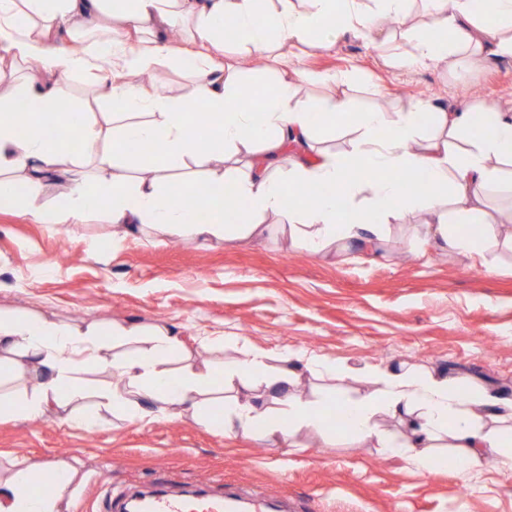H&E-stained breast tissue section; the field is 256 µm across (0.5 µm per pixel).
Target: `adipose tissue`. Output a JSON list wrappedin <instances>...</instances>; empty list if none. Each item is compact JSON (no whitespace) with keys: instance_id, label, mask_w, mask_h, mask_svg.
Here are the masks:
<instances>
[{"instance_id":"1","label":"adipose tissue","mask_w":512,"mask_h":512,"mask_svg":"<svg viewBox=\"0 0 512 512\" xmlns=\"http://www.w3.org/2000/svg\"><path fill=\"white\" fill-rule=\"evenodd\" d=\"M0 0V211H20L39 224H79L95 207L128 231L154 237L244 240L278 230L314 255L375 249L388 224L417 212L416 241L469 257L505 241L512 244V211L491 206L512 200V107L478 111L463 104L420 102L409 108L353 111L331 93L296 99L302 79L271 42L328 48L346 38H368L387 48L396 37L415 38L410 60L454 72L512 60V0H432L423 25L411 23L410 0ZM234 19L233 38L224 35ZM182 22L191 46L170 41ZM269 56L274 91L256 108L244 107L255 86L230 60L229 45ZM193 56L192 80L174 92L144 84L141 74ZM115 63L101 76L97 64ZM93 76L91 104L62 112L70 77ZM219 116L211 134L194 133L202 115ZM351 130L346 154L322 148V126ZM76 130L73 147L65 129ZM147 143L153 155L138 159ZM359 178H351L352 169ZM212 190L201 194V182ZM323 191L305 202V188ZM232 194H225V186ZM62 188L54 203L45 189ZM102 331L78 329L40 315L0 316V366L30 387L0 392V417L43 418L64 411L70 427L92 429L108 411L130 420L156 414L201 415L207 429L257 434L272 441L327 430L324 405L298 390L300 369L314 361L296 350L266 369L259 354L214 371L174 370L173 331L140 324L112 326V338L133 343L130 354L109 357ZM112 372L111 385L88 391L83 373ZM379 396L338 400L334 409L349 434L403 456L424 474L443 462L439 448H455L456 466L480 472L488 456L512 468V399L449 386L433 374L384 371ZM230 385L231 396L213 394ZM404 424L399 444L378 425ZM0 483V512H59L75 471L65 463L41 469L49 493L33 491L31 468L14 460Z\"/></svg>"}]
</instances>
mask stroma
Listing matches in <instances>:
<instances>
[{
	"label": "stroma",
	"mask_w": 512,
	"mask_h": 512,
	"mask_svg": "<svg viewBox=\"0 0 512 512\" xmlns=\"http://www.w3.org/2000/svg\"><path fill=\"white\" fill-rule=\"evenodd\" d=\"M412 50L396 40L389 65L365 38L282 52L303 77L302 100L324 96L319 75L338 73L337 92L358 111L423 100L512 104V60L452 75L403 67ZM416 222L391 224L378 249L340 262L291 246L274 229L245 241L148 242L114 229L101 211L52 227L0 212V309L78 327L165 324L179 338L183 367H217L247 351L274 367L283 350L301 349L337 367L302 375L299 389L313 399L376 394L382 369L399 363L512 398V250L473 258L421 251ZM207 334L225 337L224 346L201 349L197 339ZM295 441L216 434L188 414L133 422L106 412L90 432L60 415L12 417L0 419V479L16 458L36 471L73 465L61 512H100L97 477L144 485L163 471L187 485L219 481L307 498L316 512H512V473L495 460L469 478L451 463L420 475L347 434L303 432Z\"/></svg>",
	"instance_id": "35a3bbf8"
}]
</instances>
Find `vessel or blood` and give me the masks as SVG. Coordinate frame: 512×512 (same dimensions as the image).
Listing matches in <instances>:
<instances>
[{"instance_id":"obj_1","label":"vessel or blood","mask_w":512,"mask_h":512,"mask_svg":"<svg viewBox=\"0 0 512 512\" xmlns=\"http://www.w3.org/2000/svg\"><path fill=\"white\" fill-rule=\"evenodd\" d=\"M141 512H268L270 498L259 492L244 498L223 488L210 484L199 487L196 492L176 491L170 477L159 475L150 490L143 495L116 487L103 502L104 512H130L132 506Z\"/></svg>"}]
</instances>
